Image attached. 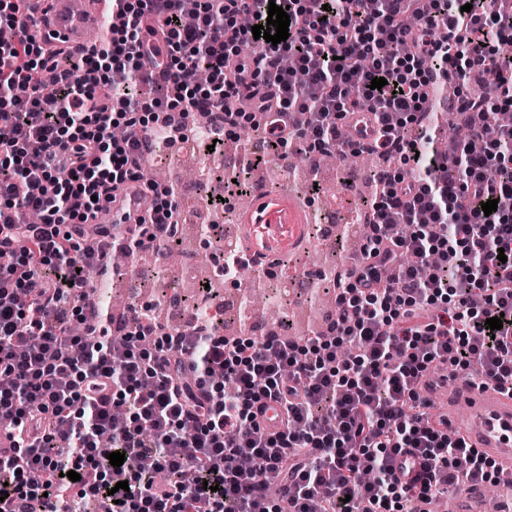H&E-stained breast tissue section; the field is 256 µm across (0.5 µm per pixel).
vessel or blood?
Returning <instances> with one entry per match:
<instances>
[{
  "mask_svg": "<svg viewBox=\"0 0 512 512\" xmlns=\"http://www.w3.org/2000/svg\"><path fill=\"white\" fill-rule=\"evenodd\" d=\"M24 11L33 22L32 31L40 45H63L80 51L87 49L90 31L112 21L107 0H24ZM260 221L287 224L299 234L304 231V216L289 200L269 208ZM459 403L466 404L470 413L456 427L457 436L480 453L497 459L503 477L512 479V396L459 379L448 404L453 407Z\"/></svg>",
  "mask_w": 512,
  "mask_h": 512,
  "instance_id": "b4317fda",
  "label": "vessel or blood"
}]
</instances>
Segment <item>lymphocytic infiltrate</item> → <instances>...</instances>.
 Listing matches in <instances>:
<instances>
[{
    "instance_id": "lymphocytic-infiltrate-1",
    "label": "lymphocytic infiltrate",
    "mask_w": 512,
    "mask_h": 512,
    "mask_svg": "<svg viewBox=\"0 0 512 512\" xmlns=\"http://www.w3.org/2000/svg\"><path fill=\"white\" fill-rule=\"evenodd\" d=\"M289 37L254 38L269 4ZM119 23L84 55L45 54L19 0H0V512H425L497 480L495 461L428 419L432 366L512 394V0H112ZM260 54L237 62L241 45ZM295 60L297 71L280 65ZM208 80L196 89L193 69ZM480 76L485 94L473 96ZM385 78L382 89L370 86ZM455 80L464 140L434 155L432 93ZM155 84L160 96L138 87ZM272 150L308 116L309 151L396 157L368 205L370 262L336 277L323 336L227 337L197 319L168 333L133 309L120 343L85 272L109 250L177 228L174 186L142 180L201 105ZM140 190L133 228L98 223V196ZM497 209L484 214L483 204ZM34 212L39 223L30 224ZM501 317L493 331L486 321ZM280 428L260 419L268 403ZM111 432V466L99 446ZM79 473L71 481L69 472ZM168 474L159 483L154 472ZM127 482L116 490L117 482Z\"/></svg>"
}]
</instances>
